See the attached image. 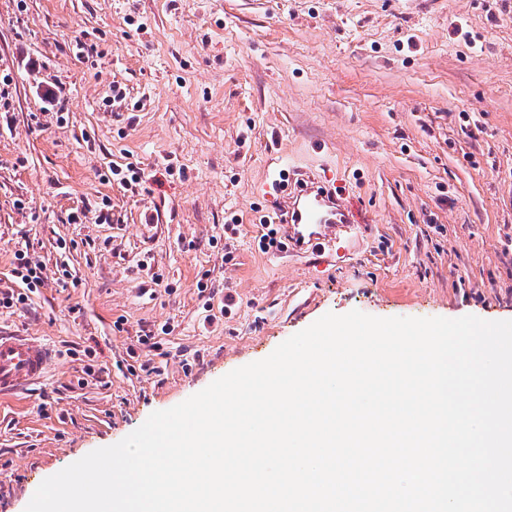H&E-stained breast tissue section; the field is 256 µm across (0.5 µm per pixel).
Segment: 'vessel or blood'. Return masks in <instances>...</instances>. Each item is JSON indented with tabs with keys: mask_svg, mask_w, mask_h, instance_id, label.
<instances>
[{
	"mask_svg": "<svg viewBox=\"0 0 512 512\" xmlns=\"http://www.w3.org/2000/svg\"><path fill=\"white\" fill-rule=\"evenodd\" d=\"M277 221L296 248L321 253L340 244L338 230L351 218L335 191L305 173L290 181ZM57 356L55 348L42 337L0 335V395L42 380Z\"/></svg>",
	"mask_w": 512,
	"mask_h": 512,
	"instance_id": "1",
	"label": "vessel or blood"
}]
</instances>
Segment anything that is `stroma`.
Segmentation results:
<instances>
[{"mask_svg":"<svg viewBox=\"0 0 512 512\" xmlns=\"http://www.w3.org/2000/svg\"><path fill=\"white\" fill-rule=\"evenodd\" d=\"M299 172L343 262L258 245ZM21 248L0 333L58 358L0 396V512L326 313L511 319L512 0H0L2 292ZM15 258L18 261L14 274L24 282L28 288H37L42 285L44 279L42 277L43 265L38 261H33L26 250H18L15 252Z\"/></svg>","mask_w":512,"mask_h":512,"instance_id":"35a3bbf8","label":"stroma"}]
</instances>
